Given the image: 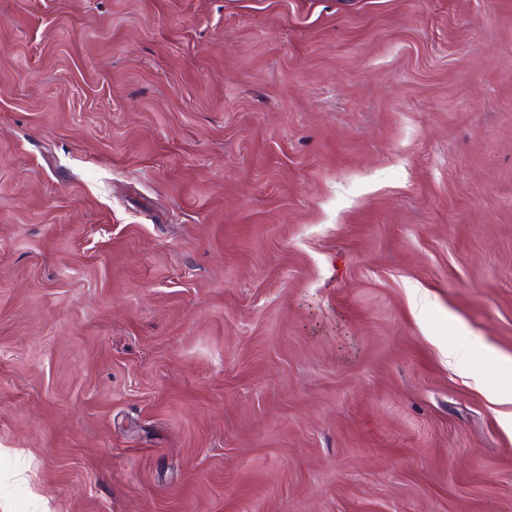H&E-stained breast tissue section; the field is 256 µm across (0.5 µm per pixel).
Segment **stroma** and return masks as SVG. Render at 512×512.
I'll return each instance as SVG.
<instances>
[{"label":"stroma","mask_w":512,"mask_h":512,"mask_svg":"<svg viewBox=\"0 0 512 512\" xmlns=\"http://www.w3.org/2000/svg\"><path fill=\"white\" fill-rule=\"evenodd\" d=\"M505 359L512 0H0V512H512Z\"/></svg>","instance_id":"35a3bbf8"}]
</instances>
